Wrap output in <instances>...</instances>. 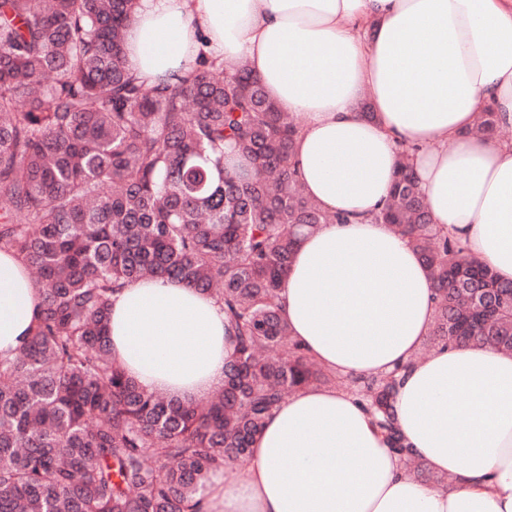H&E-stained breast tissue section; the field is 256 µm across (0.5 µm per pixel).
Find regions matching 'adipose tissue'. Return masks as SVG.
I'll list each match as a JSON object with an SVG mask.
<instances>
[{
  "label": "adipose tissue",
  "instance_id": "obj_1",
  "mask_svg": "<svg viewBox=\"0 0 512 512\" xmlns=\"http://www.w3.org/2000/svg\"><path fill=\"white\" fill-rule=\"evenodd\" d=\"M131 68L186 75L198 52L247 63L293 115L296 177L340 222L301 236L280 292L304 352L345 379L280 403L238 476L211 475L198 512H512V353L415 354L435 314L427 268L377 220L401 147L433 223L512 281V143L472 134L494 106L512 125V0H139ZM42 293L0 252V359L34 329ZM112 357L183 401L224 385L234 341L216 298L163 278L110 298ZM401 367L405 444L449 487L410 477L348 381Z\"/></svg>",
  "mask_w": 512,
  "mask_h": 512
}]
</instances>
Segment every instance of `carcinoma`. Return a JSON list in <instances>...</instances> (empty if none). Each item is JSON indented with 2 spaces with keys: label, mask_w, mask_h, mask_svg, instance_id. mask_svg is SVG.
Listing matches in <instances>:
<instances>
[{
  "label": "carcinoma",
  "mask_w": 512,
  "mask_h": 512,
  "mask_svg": "<svg viewBox=\"0 0 512 512\" xmlns=\"http://www.w3.org/2000/svg\"><path fill=\"white\" fill-rule=\"evenodd\" d=\"M137 2L0 0V250L42 290L32 336L0 360V512H196L288 391L330 381L280 313L298 236L342 221L294 176L292 117L245 66L139 77L124 49ZM498 129L486 110L478 134ZM378 218L430 269V342L512 352V283L432 223L406 150ZM149 278L224 303L236 351L205 401L148 392L112 360L109 295ZM398 374L353 384L405 458Z\"/></svg>",
  "instance_id": "1"
}]
</instances>
